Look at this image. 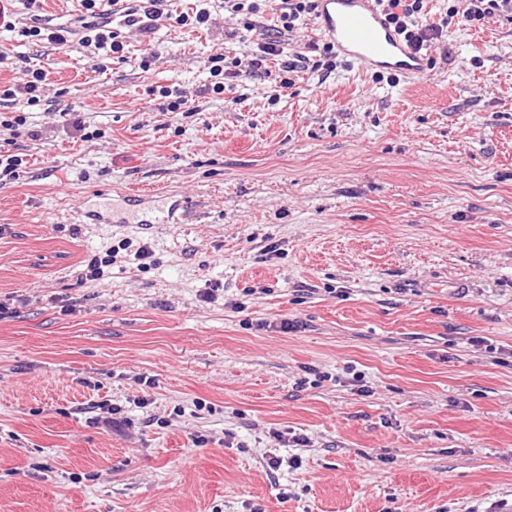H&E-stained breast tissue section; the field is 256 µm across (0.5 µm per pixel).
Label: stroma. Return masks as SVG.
I'll return each mask as SVG.
<instances>
[{
  "label": "stroma",
  "mask_w": 512,
  "mask_h": 512,
  "mask_svg": "<svg viewBox=\"0 0 512 512\" xmlns=\"http://www.w3.org/2000/svg\"><path fill=\"white\" fill-rule=\"evenodd\" d=\"M135 4L101 0L108 58L82 0L37 12L65 46L20 36L27 0L0 31V85L50 71L0 128L23 159L0 179V512L512 510V20L455 19L412 83L341 60L284 89L273 59L218 95L207 57L258 51L225 40L224 0L148 39ZM158 188L183 223L77 211ZM109 24L95 21L87 22L82 26L84 32L80 38L81 45L93 54L102 52L105 56L122 51L123 44L116 40L117 33L112 30V27L108 26ZM106 196L107 195L103 193L79 201L78 209L91 221L90 224H148L151 222L146 218L139 219L136 222H130L129 213L127 217H121L113 206L111 209L106 202L93 200V198L105 199Z\"/></svg>",
  "instance_id": "stroma-1"
}]
</instances>
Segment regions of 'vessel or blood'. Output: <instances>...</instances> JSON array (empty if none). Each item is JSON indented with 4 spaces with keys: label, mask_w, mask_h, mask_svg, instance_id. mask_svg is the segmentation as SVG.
Masks as SVG:
<instances>
[{
    "label": "vessel or blood",
    "mask_w": 512,
    "mask_h": 512,
    "mask_svg": "<svg viewBox=\"0 0 512 512\" xmlns=\"http://www.w3.org/2000/svg\"><path fill=\"white\" fill-rule=\"evenodd\" d=\"M316 29L362 71L388 73L398 78L423 77L429 66L424 54L414 50L388 22L376 0H318ZM130 211L159 212L166 224L178 223L187 202L164 192L141 191L127 195ZM81 213L94 224H118L120 214L107 203L87 197L79 201Z\"/></svg>",
    "instance_id": "b4317fda"
}]
</instances>
